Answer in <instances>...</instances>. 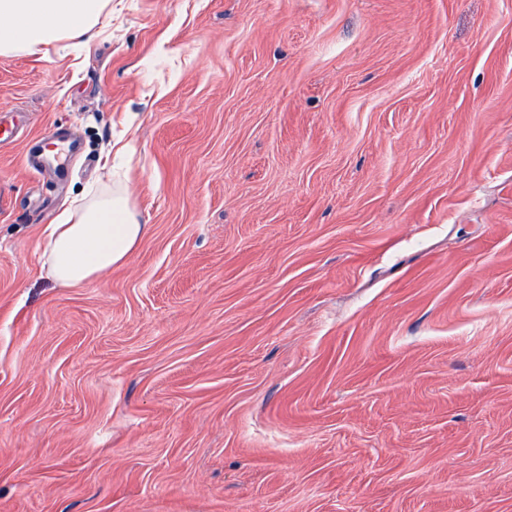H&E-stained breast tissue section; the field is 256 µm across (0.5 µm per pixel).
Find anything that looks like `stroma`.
Wrapping results in <instances>:
<instances>
[{"instance_id":"1","label":"stroma","mask_w":512,"mask_h":512,"mask_svg":"<svg viewBox=\"0 0 512 512\" xmlns=\"http://www.w3.org/2000/svg\"><path fill=\"white\" fill-rule=\"evenodd\" d=\"M0 116V512H512V0H112ZM50 141V142H48ZM61 142L59 134L55 128L49 129L47 133L42 135V137L39 140V149L36 153L33 155H30L29 160L37 165L47 164V165H53V162L56 163V167H63L65 165V162L67 161V156L64 161H61L60 158L57 155H53L52 159L45 154V151H51L52 149H49V145H55L54 142ZM58 224L46 230L43 265L61 286L83 284L122 264L145 236L121 186L110 193L88 188Z\"/></svg>"}]
</instances>
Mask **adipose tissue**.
Listing matches in <instances>:
<instances>
[{"mask_svg":"<svg viewBox=\"0 0 512 512\" xmlns=\"http://www.w3.org/2000/svg\"><path fill=\"white\" fill-rule=\"evenodd\" d=\"M111 14L112 0H0V54H40L61 41L85 44ZM146 231L123 187L90 188L49 225L43 264L58 285H80L125 262Z\"/></svg>","mask_w":512,"mask_h":512,"instance_id":"obj_1","label":"adipose tissue"}]
</instances>
